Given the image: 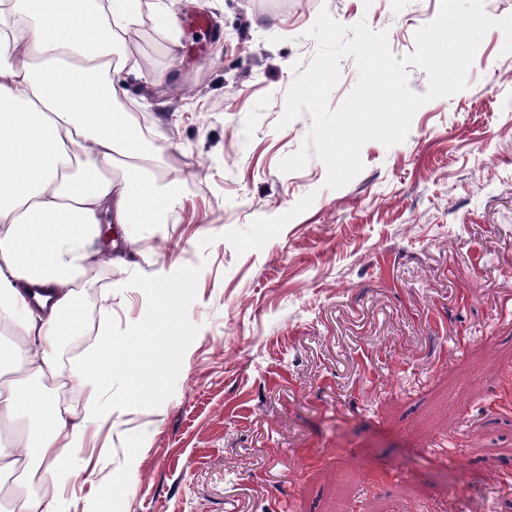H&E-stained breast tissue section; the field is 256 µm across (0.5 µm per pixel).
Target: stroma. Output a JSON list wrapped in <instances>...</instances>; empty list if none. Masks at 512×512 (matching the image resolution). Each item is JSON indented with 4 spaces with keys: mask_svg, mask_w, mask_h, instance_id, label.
Wrapping results in <instances>:
<instances>
[{
    "mask_svg": "<svg viewBox=\"0 0 512 512\" xmlns=\"http://www.w3.org/2000/svg\"><path fill=\"white\" fill-rule=\"evenodd\" d=\"M124 97L176 184L145 249L200 269L199 331L172 396L116 410L66 458L57 512H512V53L490 29L464 90L422 105L406 139L361 149L339 189L285 128L320 10L388 34L396 56L440 0H154ZM207 14L215 34L196 30ZM128 273L85 277L83 336L146 314ZM111 293L112 307L101 298Z\"/></svg>",
    "mask_w": 512,
    "mask_h": 512,
    "instance_id": "obj_1",
    "label": "stroma"
}]
</instances>
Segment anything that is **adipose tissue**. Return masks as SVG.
Returning a JSON list of instances; mask_svg holds the SVG:
<instances>
[{
	"label": "adipose tissue",
	"instance_id": "1",
	"mask_svg": "<svg viewBox=\"0 0 512 512\" xmlns=\"http://www.w3.org/2000/svg\"><path fill=\"white\" fill-rule=\"evenodd\" d=\"M76 0H9L0 14V323L19 329L12 356L22 379L0 382V422L25 419L0 455V474L48 467L33 512H56L65 478L52 473L64 453L82 448L90 424L111 419L91 404L64 408L53 387L57 342L84 312L81 278L95 268H127L146 224L169 223L174 183L160 172L131 127L114 73L138 76L135 57L118 52L138 23L142 0H105L111 32L76 11Z\"/></svg>",
	"mask_w": 512,
	"mask_h": 512
}]
</instances>
